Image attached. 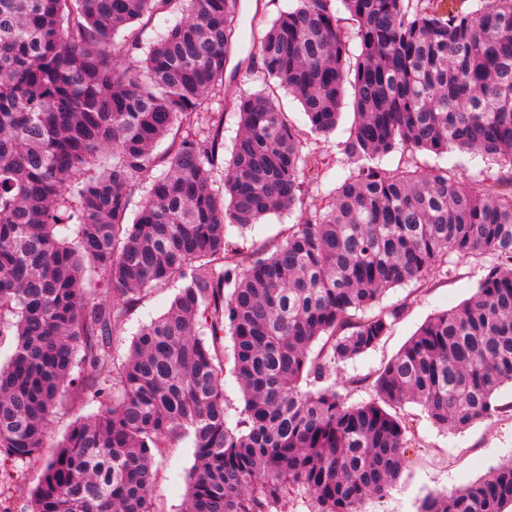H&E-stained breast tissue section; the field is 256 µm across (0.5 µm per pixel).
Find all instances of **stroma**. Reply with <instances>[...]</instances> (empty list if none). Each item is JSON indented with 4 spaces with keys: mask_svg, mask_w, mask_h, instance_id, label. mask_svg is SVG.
I'll list each match as a JSON object with an SVG mask.
<instances>
[{
    "mask_svg": "<svg viewBox=\"0 0 512 512\" xmlns=\"http://www.w3.org/2000/svg\"><path fill=\"white\" fill-rule=\"evenodd\" d=\"M256 54L251 31L239 30L237 48L232 57L238 66L235 78L225 79L224 88L212 98L213 106L223 109L226 98L260 90L261 82L252 70ZM354 121L351 102H344L341 117L333 134L322 137L305 134V148L330 159L332 165L319 187L310 188L306 201L318 203L320 192L338 187L348 172L339 143L349 136ZM391 169L417 165L427 169L435 165L456 169L463 176L476 171L469 154L453 152L435 159L424 151H397L386 158ZM298 212L284 211L268 216L238 237L240 247L253 250L266 242L282 239L292 224L297 223ZM483 274V262L477 258H448V273L429 278L420 289L398 287L387 291L382 302L386 305L404 304L405 311L390 334L365 355L349 362L344 372L362 378V387L350 391L351 403L374 399L372 383L379 369L390 360L429 317L462 305L474 292ZM174 291L155 288L147 291L141 304L132 311L126 323L112 336L116 355H125L140 325L164 314L170 306ZM498 403L505 411L498 417L479 423L461 432L444 431L432 426L419 406L406 405L405 413L413 421L414 433L406 452L408 476L394 486L380 500L368 501L365 512H416L420 499L431 491H452L486 476L500 464L512 462V387L506 386L498 394ZM194 465V450L189 440H181L174 447L162 449L153 465V488L158 512H180L186 497L189 475Z\"/></svg>",
    "mask_w": 512,
    "mask_h": 512,
    "instance_id": "35a3bbf8",
    "label": "stroma"
}]
</instances>
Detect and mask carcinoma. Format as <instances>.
Instances as JSON below:
<instances>
[{
	"instance_id": "cac0c4a2",
	"label": "carcinoma",
	"mask_w": 512,
	"mask_h": 512,
	"mask_svg": "<svg viewBox=\"0 0 512 512\" xmlns=\"http://www.w3.org/2000/svg\"><path fill=\"white\" fill-rule=\"evenodd\" d=\"M171 2L0 0V466L41 462L29 512H157L153 451L188 438L182 512H277L299 494L312 512H364L405 470L406 404L463 431L503 412L512 384V0H288L272 20L252 16L257 71L298 99L312 132L335 130L353 90L348 174L314 209L306 173L324 162L302 154L275 88L231 100L240 131L224 158L209 101L238 0H188L144 58H114L117 32ZM398 149L498 170L387 168ZM291 208L285 239L250 252L230 241ZM451 254L484 258L474 293L380 369L374 400L347 404L339 389L363 379L333 376L405 309L380 306L386 292L427 282ZM168 285L169 309L115 357L113 333ZM227 335L244 400L234 424ZM305 375L320 387L302 390ZM67 394L96 411L46 455ZM14 491L0 470V512H14ZM418 512H512V463Z\"/></svg>"
}]
</instances>
